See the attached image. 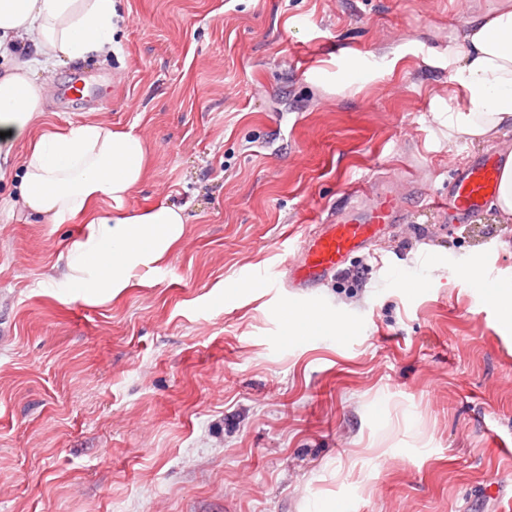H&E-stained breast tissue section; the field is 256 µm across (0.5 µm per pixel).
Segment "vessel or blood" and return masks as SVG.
Here are the masks:
<instances>
[{
	"label": "vessel or blood",
	"mask_w": 512,
	"mask_h": 512,
	"mask_svg": "<svg viewBox=\"0 0 512 512\" xmlns=\"http://www.w3.org/2000/svg\"><path fill=\"white\" fill-rule=\"evenodd\" d=\"M500 170L499 157L484 156L449 182L448 211L454 226L481 219L497 195ZM410 220L409 209L387 193L337 208L318 232L305 239L290 267L286 277L288 300L282 308L284 318L296 321L311 317L318 305L317 290L326 280L337 274L352 255L373 251L384 226Z\"/></svg>",
	"instance_id": "b4317fda"
}]
</instances>
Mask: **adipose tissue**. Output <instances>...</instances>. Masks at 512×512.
<instances>
[{"mask_svg":"<svg viewBox=\"0 0 512 512\" xmlns=\"http://www.w3.org/2000/svg\"><path fill=\"white\" fill-rule=\"evenodd\" d=\"M119 21L118 0H0V179L20 175L7 208L44 224L82 218L87 231L68 248L52 284L100 297L152 270L187 222L184 207L173 204L123 211L146 171L140 134L101 122L41 128L48 92L37 69L111 56ZM467 26L463 45L448 48V133L482 140L512 128V8L495 6ZM22 141L29 147L14 157Z\"/></svg>","mask_w":512,"mask_h":512,"instance_id":"ef3b65f1","label":"adipose tissue"}]
</instances>
